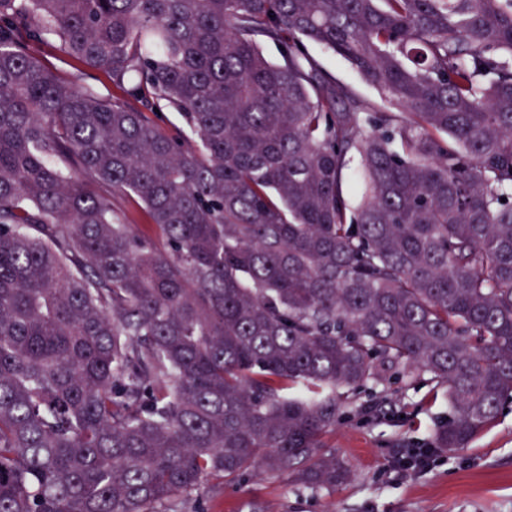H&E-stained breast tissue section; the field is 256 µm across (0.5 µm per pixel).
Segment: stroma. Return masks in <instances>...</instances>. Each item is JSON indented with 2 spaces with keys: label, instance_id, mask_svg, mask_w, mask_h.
Instances as JSON below:
<instances>
[{
  "label": "stroma",
  "instance_id": "35a3bbf8",
  "mask_svg": "<svg viewBox=\"0 0 512 512\" xmlns=\"http://www.w3.org/2000/svg\"><path fill=\"white\" fill-rule=\"evenodd\" d=\"M307 50L360 98L389 110L382 95L343 58L317 44H308ZM30 51L66 83L103 96L117 93L105 70L66 57L51 43L32 44ZM396 389L388 415L360 412L369 399L363 392L357 411L324 436V452L351 469L350 480L336 491L306 489L288 476L256 470L238 485L203 482L166 504V512H249L255 500L269 512H512V402L470 447L436 449L427 469L403 475L395 470V460L409 449L430 446L435 428L448 416V394L420 383L400 382Z\"/></svg>",
  "mask_w": 512,
  "mask_h": 512
}]
</instances>
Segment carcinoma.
Listing matches in <instances>:
<instances>
[{"label": "carcinoma", "mask_w": 512, "mask_h": 512, "mask_svg": "<svg viewBox=\"0 0 512 512\" xmlns=\"http://www.w3.org/2000/svg\"><path fill=\"white\" fill-rule=\"evenodd\" d=\"M394 380L448 392L450 451L512 401V0H0V512L334 490L323 436ZM30 52L49 63L68 84L80 88H91L102 96L121 95V92L112 85V80L105 70L66 57L58 52L50 42L31 43ZM307 50L322 63L329 73L337 80L348 85L360 98L367 100L378 110H394L382 95L343 58L317 44H307ZM161 105L159 118H156L160 128L169 135L179 136L186 141H193L194 136L177 113L178 111L163 103Z\"/></svg>", "instance_id": "carcinoma-1"}]
</instances>
